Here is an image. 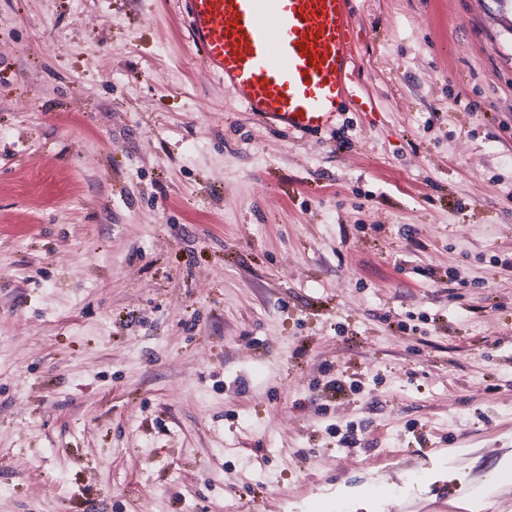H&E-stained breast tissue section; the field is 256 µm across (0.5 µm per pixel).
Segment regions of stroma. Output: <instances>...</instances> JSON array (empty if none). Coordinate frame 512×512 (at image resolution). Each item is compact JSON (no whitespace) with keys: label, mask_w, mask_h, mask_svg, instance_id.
<instances>
[{"label":"stroma","mask_w":512,"mask_h":512,"mask_svg":"<svg viewBox=\"0 0 512 512\" xmlns=\"http://www.w3.org/2000/svg\"><path fill=\"white\" fill-rule=\"evenodd\" d=\"M352 5L376 109L291 139L178 0H0V512H299L409 468L427 504L434 449L512 459V39L493 0Z\"/></svg>","instance_id":"35a3bbf8"}]
</instances>
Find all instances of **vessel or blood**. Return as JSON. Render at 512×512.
I'll return each instance as SVG.
<instances>
[{
    "label": "vessel or blood",
    "mask_w": 512,
    "mask_h": 512,
    "mask_svg": "<svg viewBox=\"0 0 512 512\" xmlns=\"http://www.w3.org/2000/svg\"><path fill=\"white\" fill-rule=\"evenodd\" d=\"M351 0H179L195 57L264 127L309 135L335 127L360 91L361 28Z\"/></svg>",
    "instance_id": "b4317fda"
}]
</instances>
